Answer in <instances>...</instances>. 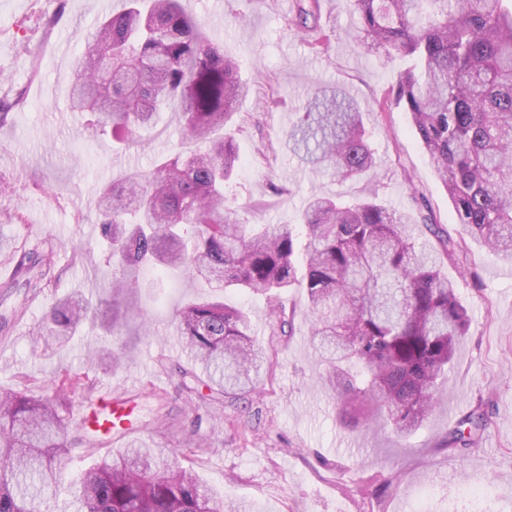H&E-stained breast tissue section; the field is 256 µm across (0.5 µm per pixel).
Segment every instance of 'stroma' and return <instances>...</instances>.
I'll return each instance as SVG.
<instances>
[{
	"label": "stroma",
	"instance_id": "1",
	"mask_svg": "<svg viewBox=\"0 0 512 512\" xmlns=\"http://www.w3.org/2000/svg\"><path fill=\"white\" fill-rule=\"evenodd\" d=\"M294 3L181 0L207 38L239 61L252 86L240 110L261 118L236 136L243 164L225 185L226 203L250 224H292L312 194L352 202L374 190L393 209L430 213L467 254L466 267H444L471 317L449 382L412 435L389 423L366 432L337 422L310 321L299 315L289 335L273 334L264 296H224L249 316L253 338L270 355L263 386L242 396L209 389L176 331V311L204 293L183 271L147 269L106 306L112 247L97 223L96 191L172 153L179 117L159 113L129 146L94 135L70 92L85 36L104 18L98 0H0V101L11 106L0 125V287L12 282L22 253L53 255L35 297L0 299L8 318L0 325V395L67 396L78 430L107 393L133 407L139 424L127 437L103 434L97 448L74 449L51 512H66L95 460L134 442L170 449L168 464L194 468L225 501L251 500L255 512H512V261L492 256L458 224L409 114L380 112L407 59L385 64L354 43L351 0H321L314 36L286 26ZM317 36L326 49L312 47ZM333 85L358 103L375 151V171L360 179L310 169L288 145L310 97ZM275 184L284 195H273ZM77 294L91 301V313L66 346L46 349L38 335L45 313ZM479 406L491 423L475 450L448 449L449 429Z\"/></svg>",
	"mask_w": 512,
	"mask_h": 512
}]
</instances>
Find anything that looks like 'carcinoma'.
<instances>
[{
    "label": "carcinoma",
    "instance_id": "obj_1",
    "mask_svg": "<svg viewBox=\"0 0 512 512\" xmlns=\"http://www.w3.org/2000/svg\"><path fill=\"white\" fill-rule=\"evenodd\" d=\"M357 45L370 55L407 56L379 103L410 114L421 146L448 192L458 223L496 257L512 260V0H353ZM320 0H298L289 28L305 31ZM77 59L72 105L91 114L93 133L135 142L156 112H177L183 143L148 173L97 191V213L112 242L113 292L125 272L153 261L181 268L210 288L185 304L177 331L223 392L259 382L268 355L249 319L224 291L267 296L270 326L293 329L296 310L281 292L306 289L312 341L329 366L340 418L368 412L400 434L423 425L448 374L470 316L445 264L467 262L463 246L431 216L415 223L377 202L310 197L295 224H244L224 207V184L241 165L235 119L250 87L238 63L203 35L180 0H124L87 35ZM292 151L314 169L332 166L358 179L375 166L362 113L343 88L319 90L288 133ZM48 253L17 262L23 286L41 287ZM91 308L72 296L51 308L41 339L61 344ZM61 395L0 396V512H49L45 492L67 467L74 445L59 413ZM488 425L477 407L448 432L466 453ZM170 448H120L76 483L73 512H253L224 504L190 469L159 470Z\"/></svg>",
    "mask_w": 512,
    "mask_h": 512
}]
</instances>
